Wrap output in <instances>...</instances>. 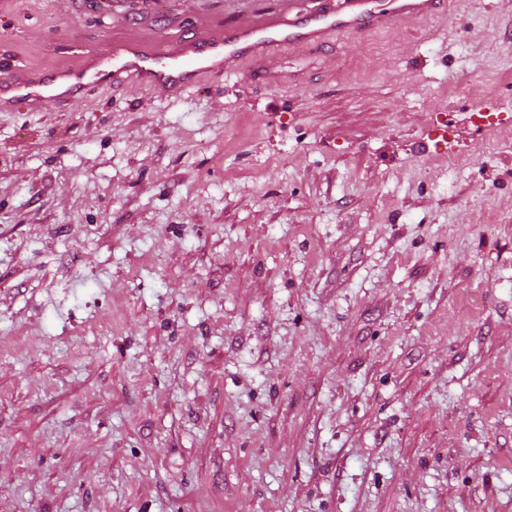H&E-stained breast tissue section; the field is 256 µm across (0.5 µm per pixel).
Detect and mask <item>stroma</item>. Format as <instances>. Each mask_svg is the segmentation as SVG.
<instances>
[{
	"mask_svg": "<svg viewBox=\"0 0 512 512\" xmlns=\"http://www.w3.org/2000/svg\"><path fill=\"white\" fill-rule=\"evenodd\" d=\"M242 9L0 0V80ZM267 66L0 111V512H512V0Z\"/></svg>",
	"mask_w": 512,
	"mask_h": 512,
	"instance_id": "1",
	"label": "stroma"
}]
</instances>
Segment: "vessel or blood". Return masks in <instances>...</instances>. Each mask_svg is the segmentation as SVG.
<instances>
[{
	"mask_svg": "<svg viewBox=\"0 0 512 512\" xmlns=\"http://www.w3.org/2000/svg\"><path fill=\"white\" fill-rule=\"evenodd\" d=\"M249 3V14L227 19L219 33L183 40L172 50L116 43L77 70H18L0 81V110L21 101L36 110H56L101 86H138L178 97L203 79L239 75L242 64L265 65L276 50L318 48L339 32L381 29L398 19L439 14L448 6V0H318L310 8L300 7L299 0Z\"/></svg>",
	"mask_w": 512,
	"mask_h": 512,
	"instance_id": "vessel-or-blood-1",
	"label": "vessel or blood"
}]
</instances>
